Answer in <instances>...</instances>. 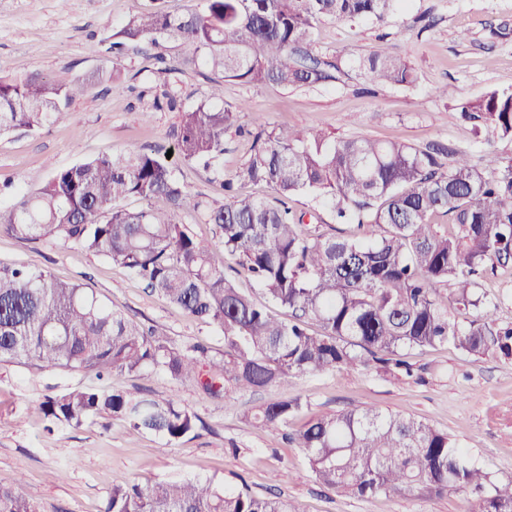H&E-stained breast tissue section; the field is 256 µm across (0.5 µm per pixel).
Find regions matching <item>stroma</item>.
I'll use <instances>...</instances> for the list:
<instances>
[{"mask_svg":"<svg viewBox=\"0 0 512 512\" xmlns=\"http://www.w3.org/2000/svg\"><path fill=\"white\" fill-rule=\"evenodd\" d=\"M164 7L200 9V0H0V75L17 66L65 83L110 68L107 38L134 15ZM315 50L337 60L345 75L325 86L284 89L224 82L222 105L247 104L251 127L288 125L320 128L339 140L368 137L397 140L421 149L454 147L484 167L488 153L512 156V141L475 137L455 110L457 100L491 89L512 87V0H406L385 25L328 20L313 31ZM410 61L418 74L411 87L367 83L354 60L377 43ZM154 50L129 47L118 79L94 85L68 107L64 123L35 131L0 135V182L11 179L24 192L40 188L56 170L102 153L143 148L166 154L173 149L178 113L153 110L159 94ZM165 55L177 66L185 105L207 100L220 74L205 65H186L176 44ZM180 181L195 195L221 202L222 177L195 163L173 160ZM0 264L46 270L83 284L127 316L154 327L176 346L206 343L224 349V338L145 289L130 272L104 256L74 244L24 241L0 234ZM479 291L498 302L497 316L512 323V267L486 273ZM414 377L376 370H337L289 382L284 388L242 391L212 398L191 383L162 374L112 376L106 385L140 389L159 397L177 394L204 426L196 437L170 445L102 416L74 427L46 432L34 411L44 395L89 384L78 372L41 371L30 364L0 363V480L23 473L22 492L42 512H99L112 480L140 484L210 477L231 489L260 497L291 500L300 512H470L469 493L436 495L420 487L410 492L361 499L318 484L303 452L284 443L279 432L249 425L244 414L275 399L307 401L312 413L356 406L411 415L452 435L472 461L495 478L512 479V360L468 358L449 345L411 352ZM77 468H69L71 459Z\"/></svg>","mask_w":512,"mask_h":512,"instance_id":"stroma-1","label":"stroma"}]
</instances>
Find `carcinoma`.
<instances>
[{
	"label": "carcinoma",
	"mask_w": 512,
	"mask_h": 512,
	"mask_svg": "<svg viewBox=\"0 0 512 512\" xmlns=\"http://www.w3.org/2000/svg\"><path fill=\"white\" fill-rule=\"evenodd\" d=\"M198 12L152 9L108 38L105 52L131 44L160 50L176 41L184 64L205 62L226 79L284 88L335 82L341 66L313 49L312 30L326 20L383 24L401 0H202ZM370 82L410 86L411 65L380 46L356 61ZM120 70H98L60 84L38 73L0 77V134L38 130L69 119L68 107ZM180 112L177 157L224 177V135L245 132L247 107H182L164 81L155 107ZM475 133L512 140V88L455 104ZM249 157L233 182L261 183L273 196L233 193L221 205L191 195L174 168L151 152L98 155L56 170L32 193L0 206V233L21 240L76 244L128 269L146 288L224 337L216 355L197 344L179 348L101 301L82 285L43 270L0 264V361L81 372H160L211 396L229 388L286 386L305 375L370 366L414 374L408 352L451 345L464 356L512 359V325L478 293L486 269L512 265V158L488 155L485 168L447 148L420 150L367 137L336 140L320 130L271 126L253 133ZM298 192L322 200L347 235L303 232L305 214L288 200ZM162 199L166 207L152 205ZM141 202L125 208L121 201ZM187 209L219 230L218 242L196 239L181 221ZM442 216L445 224L433 218ZM236 258L267 299L224 275L216 250ZM451 287V297L437 286ZM465 314L458 322L448 304ZM288 310L275 318L268 305ZM312 320L321 332L306 327ZM299 399L252 408L256 425L282 432L302 448L321 484L361 498L425 487L466 489L473 512H512V479L499 481L471 462L457 440L426 422L373 407L313 414ZM37 413L48 432L110 415L175 444L196 434L199 416L176 395L164 400L91 384L46 396ZM21 477L0 481V512H41L19 491ZM99 512H298L279 496L226 489L212 479L113 481Z\"/></svg>",
	"instance_id": "obj_1"
}]
</instances>
